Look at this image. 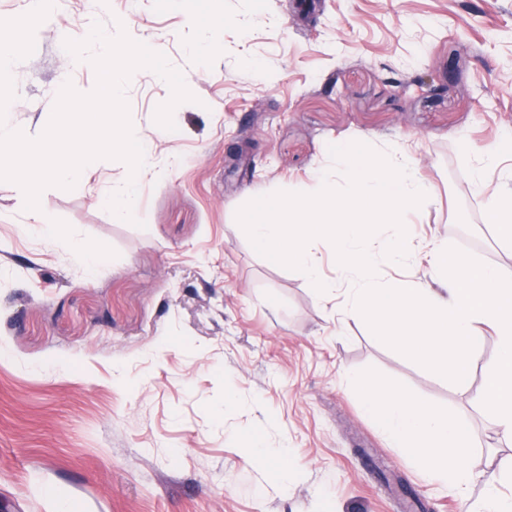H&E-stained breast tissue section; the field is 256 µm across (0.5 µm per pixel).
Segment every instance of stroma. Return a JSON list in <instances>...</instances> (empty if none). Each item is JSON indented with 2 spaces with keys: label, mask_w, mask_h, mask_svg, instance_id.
Segmentation results:
<instances>
[{
  "label": "stroma",
  "mask_w": 512,
  "mask_h": 512,
  "mask_svg": "<svg viewBox=\"0 0 512 512\" xmlns=\"http://www.w3.org/2000/svg\"><path fill=\"white\" fill-rule=\"evenodd\" d=\"M96 21L153 44L195 99L157 131L171 90L132 74L131 123L164 171L139 178L132 221L107 207L123 161L47 188L51 218L114 257L86 267L28 231L0 181V512H467L512 456L480 404L496 336L451 382L338 321L235 213L310 184L329 146L403 147L432 190L406 217L414 253L437 237L512 266L470 183L512 129V0H61L11 65L18 126L95 82L63 42ZM353 376L470 429L465 494L387 441Z\"/></svg>",
  "instance_id": "stroma-1"
}]
</instances>
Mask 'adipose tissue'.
Instances as JSON below:
<instances>
[{
  "mask_svg": "<svg viewBox=\"0 0 512 512\" xmlns=\"http://www.w3.org/2000/svg\"><path fill=\"white\" fill-rule=\"evenodd\" d=\"M512 151V136L504 137L487 149L480 163L471 170L474 194L482 198L489 223L495 224L500 240L512 243V186L491 188L489 171L501 154ZM367 409L378 419L388 439L400 448L428 479L456 487L473 475L461 455L471 447L472 435L460 424L448 423L428 408L407 398L403 389L373 387L361 377L350 380Z\"/></svg>",
  "mask_w": 512,
  "mask_h": 512,
  "instance_id": "adipose-tissue-1",
  "label": "adipose tissue"
}]
</instances>
